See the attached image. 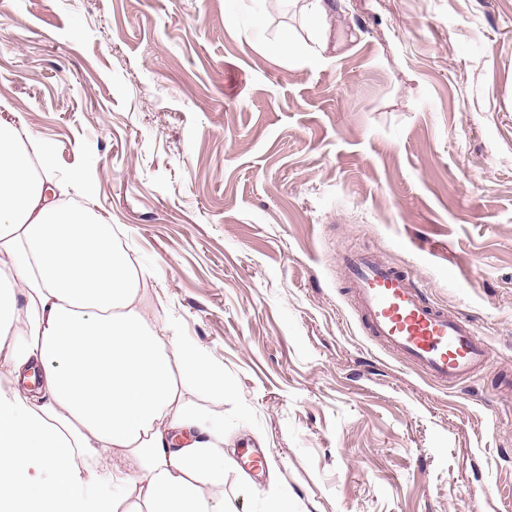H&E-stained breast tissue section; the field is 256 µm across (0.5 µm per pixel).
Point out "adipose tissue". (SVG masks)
<instances>
[{
  "label": "adipose tissue",
  "mask_w": 512,
  "mask_h": 512,
  "mask_svg": "<svg viewBox=\"0 0 512 512\" xmlns=\"http://www.w3.org/2000/svg\"><path fill=\"white\" fill-rule=\"evenodd\" d=\"M0 255V512H224V423L182 398L223 397L220 371L161 335L112 225L56 200L1 121Z\"/></svg>",
  "instance_id": "adipose-tissue-1"
}]
</instances>
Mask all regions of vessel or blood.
<instances>
[{
  "label": "vessel or blood",
  "mask_w": 512,
  "mask_h": 512,
  "mask_svg": "<svg viewBox=\"0 0 512 512\" xmlns=\"http://www.w3.org/2000/svg\"><path fill=\"white\" fill-rule=\"evenodd\" d=\"M343 264L359 317L386 350L452 388L490 366L493 351L473 321L431 305L409 273L367 253Z\"/></svg>",
  "instance_id": "vessel-or-blood-1"
}]
</instances>
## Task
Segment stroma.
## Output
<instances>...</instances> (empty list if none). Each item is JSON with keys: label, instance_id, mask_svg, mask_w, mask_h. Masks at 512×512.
Masks as SVG:
<instances>
[{"label": "stroma", "instance_id": "35a3bbf8", "mask_svg": "<svg viewBox=\"0 0 512 512\" xmlns=\"http://www.w3.org/2000/svg\"><path fill=\"white\" fill-rule=\"evenodd\" d=\"M337 28L313 58L299 0H0V119L220 367L184 399L224 422L228 512H512V0H340ZM346 251L492 365L451 389L380 347Z\"/></svg>", "mask_w": 512, "mask_h": 512}]
</instances>
